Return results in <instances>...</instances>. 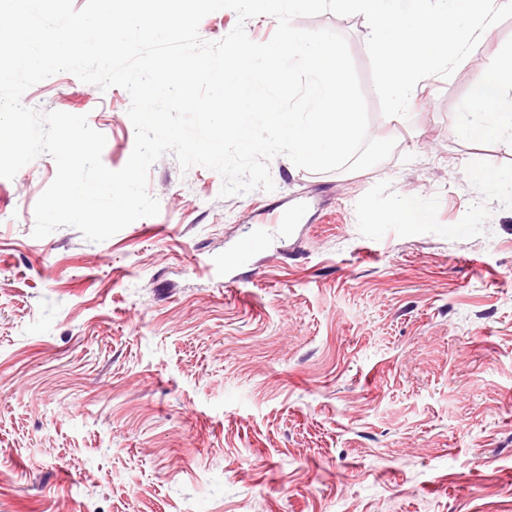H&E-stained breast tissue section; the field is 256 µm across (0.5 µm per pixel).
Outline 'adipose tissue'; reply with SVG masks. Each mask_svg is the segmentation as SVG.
<instances>
[{"instance_id": "obj_1", "label": "adipose tissue", "mask_w": 512, "mask_h": 512, "mask_svg": "<svg viewBox=\"0 0 512 512\" xmlns=\"http://www.w3.org/2000/svg\"><path fill=\"white\" fill-rule=\"evenodd\" d=\"M467 137L512 140V47L473 74V94L455 116Z\"/></svg>"}]
</instances>
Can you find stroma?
Wrapping results in <instances>:
<instances>
[{
    "instance_id": "stroma-1",
    "label": "stroma",
    "mask_w": 512,
    "mask_h": 512,
    "mask_svg": "<svg viewBox=\"0 0 512 512\" xmlns=\"http://www.w3.org/2000/svg\"><path fill=\"white\" fill-rule=\"evenodd\" d=\"M293 24L346 38L386 160L280 155L273 191L224 197L169 153L159 213L100 243L33 237L50 155L0 178V512H512V141L454 121L512 18L405 117L381 112L364 16ZM22 102L86 116L104 165L128 161L123 88L60 72ZM403 197L417 223L388 219ZM287 206L300 222L275 224ZM250 234L265 248L232 261Z\"/></svg>"
}]
</instances>
